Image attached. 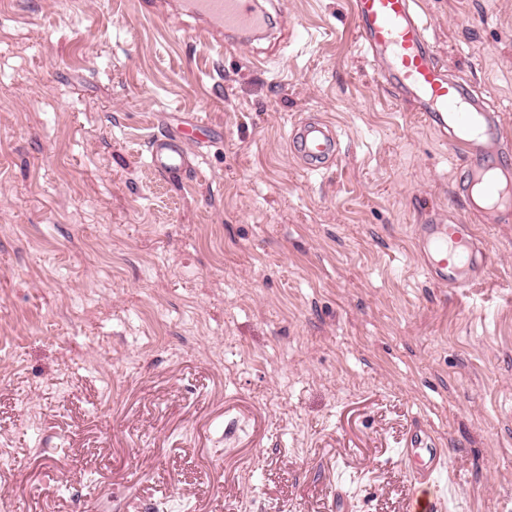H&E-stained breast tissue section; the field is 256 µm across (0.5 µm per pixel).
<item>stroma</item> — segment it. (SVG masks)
<instances>
[{
	"label": "stroma",
	"instance_id": "35a3bbf8",
	"mask_svg": "<svg viewBox=\"0 0 512 512\" xmlns=\"http://www.w3.org/2000/svg\"><path fill=\"white\" fill-rule=\"evenodd\" d=\"M417 9L512 133V0ZM274 22L230 45L171 0H0V512H407L419 423L442 512H512V223L434 285L411 227L465 212L452 150L352 0ZM307 117L340 140L319 173ZM290 151L308 171L319 172L337 161L338 136L319 119L301 120L291 131ZM200 140V128L193 124L172 135L156 137L149 148V163L160 174L176 178L187 167V149ZM439 445L426 427H416L408 448L402 451L410 465V475L418 487H439L437 475L445 465V450Z\"/></svg>",
	"mask_w": 512,
	"mask_h": 512
}]
</instances>
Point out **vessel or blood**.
<instances>
[{
    "mask_svg": "<svg viewBox=\"0 0 512 512\" xmlns=\"http://www.w3.org/2000/svg\"><path fill=\"white\" fill-rule=\"evenodd\" d=\"M412 0H353L357 35L366 55L376 62L386 83L412 111L422 113L432 128L446 135L458 152L471 187L479 189L490 209L512 199V155L505 153L507 132L497 113L487 110L469 87L456 81L441 64L427 38L424 21ZM186 13L225 38L248 44L262 34L268 14L257 0H181ZM200 128L191 125L156 137L149 163L160 174L178 177L187 167V148L199 142ZM290 151L311 172L327 169L339 154V140L318 119L296 123ZM414 236L428 278L448 288H468L487 261L472 225L462 217L430 212ZM418 487L435 485L445 464V451L427 428H416L402 452Z\"/></svg>",
    "mask_w": 512,
    "mask_h": 512,
    "instance_id": "vessel-or-blood-1",
    "label": "vessel or blood"
}]
</instances>
